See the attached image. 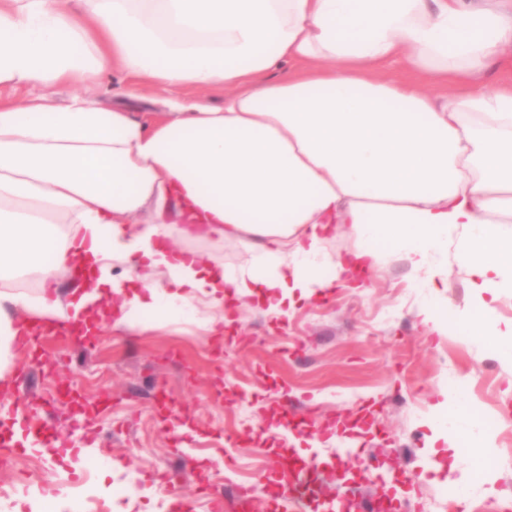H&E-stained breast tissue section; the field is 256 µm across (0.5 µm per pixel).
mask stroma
<instances>
[{"instance_id":"1","label":"stroma","mask_w":512,"mask_h":512,"mask_svg":"<svg viewBox=\"0 0 512 512\" xmlns=\"http://www.w3.org/2000/svg\"><path fill=\"white\" fill-rule=\"evenodd\" d=\"M115 71L90 90L105 109L160 112L164 93ZM175 247L249 267L239 241ZM408 261L387 255L361 287L339 286L279 318L253 298L230 299L216 333L200 336L181 316L161 324L141 315L134 330L102 320L84 341L40 337L14 347L13 395L4 408L20 428L45 429L48 442L11 440L0 463V512H214L222 478L270 471L277 458L319 453L327 493H335V441L294 436L289 414L339 423L357 414L373 426L355 444L382 472L419 473L414 493L430 512H512V359L498 345L423 323ZM424 296L444 312L470 310L468 275L448 264L444 284ZM71 386L92 407L72 412L57 399ZM461 392L472 415L492 421L490 465L472 482L473 457L451 451L433 431L445 393ZM237 440L227 443L225 432ZM111 463L100 462L102 448ZM174 483L161 482V473Z\"/></svg>"}]
</instances>
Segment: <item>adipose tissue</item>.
I'll list each match as a JSON object with an SVG mask.
<instances>
[{
  "instance_id": "obj_1",
  "label": "adipose tissue",
  "mask_w": 512,
  "mask_h": 512,
  "mask_svg": "<svg viewBox=\"0 0 512 512\" xmlns=\"http://www.w3.org/2000/svg\"><path fill=\"white\" fill-rule=\"evenodd\" d=\"M81 3L0 0V86L118 70L170 93L169 109L137 118L90 95L0 103L1 381L33 325H78L114 302L113 326L128 330L199 303L206 336L226 296L284 316L387 251L421 288L444 281L451 254L476 291L512 288V85L456 89L491 61L512 64L504 0ZM393 64L414 80L389 78ZM184 86L223 88L224 103L173 97ZM340 224L357 243L336 260L324 244ZM178 232L238 239L254 265L167 247ZM77 266L94 280L63 297L59 278ZM133 277L143 288L130 293ZM420 314L460 336L512 337L481 301ZM443 406L449 449L485 456L463 397Z\"/></svg>"
}]
</instances>
